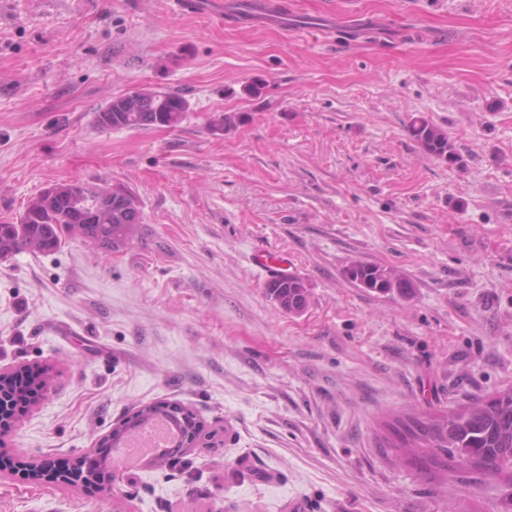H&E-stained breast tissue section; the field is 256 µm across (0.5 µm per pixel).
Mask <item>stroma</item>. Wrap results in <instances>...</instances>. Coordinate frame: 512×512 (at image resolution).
<instances>
[{
    "label": "stroma",
    "instance_id": "obj_1",
    "mask_svg": "<svg viewBox=\"0 0 512 512\" xmlns=\"http://www.w3.org/2000/svg\"><path fill=\"white\" fill-rule=\"evenodd\" d=\"M0 0V224L49 185L121 183L138 239L0 260V368L46 393L0 440V512H497L492 483L386 458L379 420L512 387V0ZM259 82L252 98L245 84ZM177 91L180 126L96 127L112 98ZM233 113L215 133L212 115ZM422 116L461 157L422 152ZM311 284L279 310L253 251ZM406 273L411 300L343 276ZM158 401L204 432L179 466L37 484ZM251 263L268 275L286 274L288 271V255L266 250H258L251 255ZM19 461L27 470L28 478L34 482L73 485L72 481H75V478L53 459L43 458L36 461L20 459Z\"/></svg>",
    "mask_w": 512,
    "mask_h": 512
}]
</instances>
